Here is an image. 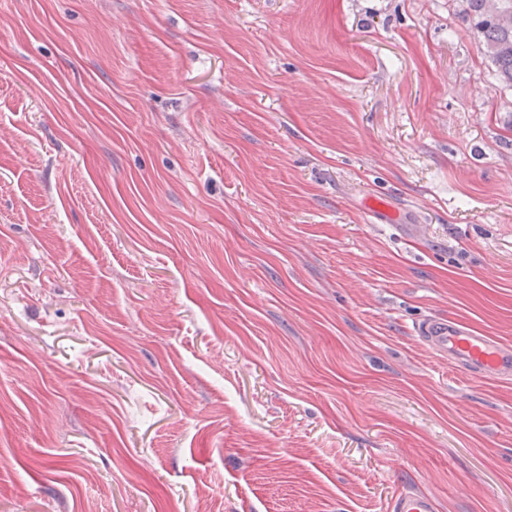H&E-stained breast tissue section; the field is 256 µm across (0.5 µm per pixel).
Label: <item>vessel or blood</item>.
Segmentation results:
<instances>
[{"instance_id": "vessel-or-blood-1", "label": "vessel or blood", "mask_w": 512, "mask_h": 512, "mask_svg": "<svg viewBox=\"0 0 512 512\" xmlns=\"http://www.w3.org/2000/svg\"><path fill=\"white\" fill-rule=\"evenodd\" d=\"M416 334L462 373L476 378L512 379V346L473 326L451 319L422 320ZM391 512H435L430 496L405 491L391 503Z\"/></svg>"}]
</instances>
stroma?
I'll list each match as a JSON object with an SVG mask.
<instances>
[{
  "label": "stroma",
  "instance_id": "35a3bbf8",
  "mask_svg": "<svg viewBox=\"0 0 512 512\" xmlns=\"http://www.w3.org/2000/svg\"><path fill=\"white\" fill-rule=\"evenodd\" d=\"M430 316L512 343L462 0H0V512H512ZM391 512H435V502L426 494L405 491L393 499Z\"/></svg>",
  "mask_w": 512,
  "mask_h": 512
}]
</instances>
